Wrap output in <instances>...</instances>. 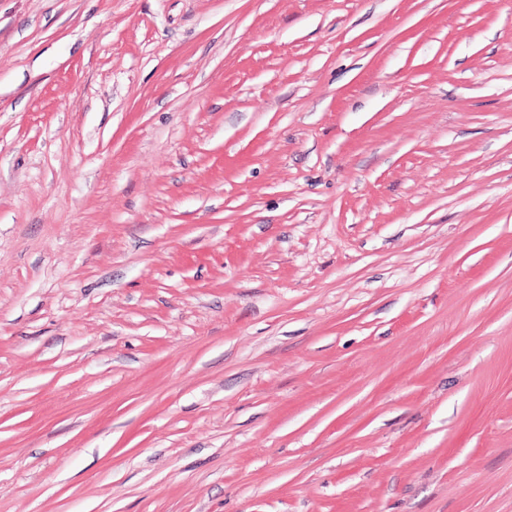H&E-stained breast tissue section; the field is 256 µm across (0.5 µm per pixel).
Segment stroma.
I'll list each match as a JSON object with an SVG mask.
<instances>
[{
    "label": "stroma",
    "instance_id": "35a3bbf8",
    "mask_svg": "<svg viewBox=\"0 0 512 512\" xmlns=\"http://www.w3.org/2000/svg\"><path fill=\"white\" fill-rule=\"evenodd\" d=\"M0 512H512V0H0Z\"/></svg>",
    "mask_w": 512,
    "mask_h": 512
}]
</instances>
